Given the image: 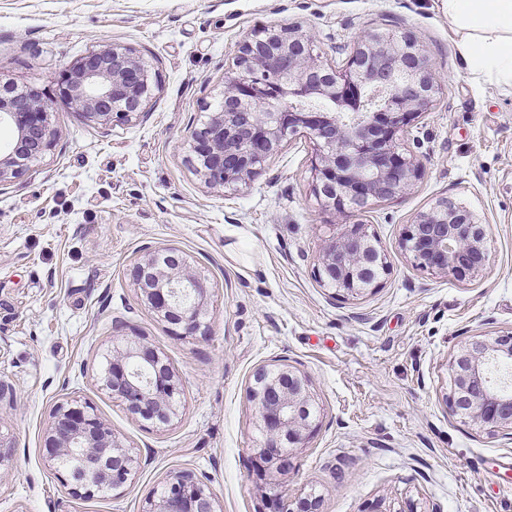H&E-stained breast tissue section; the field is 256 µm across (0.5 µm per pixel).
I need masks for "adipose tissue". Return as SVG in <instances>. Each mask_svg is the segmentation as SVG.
Segmentation results:
<instances>
[{"label": "adipose tissue", "mask_w": 512, "mask_h": 512, "mask_svg": "<svg viewBox=\"0 0 512 512\" xmlns=\"http://www.w3.org/2000/svg\"><path fill=\"white\" fill-rule=\"evenodd\" d=\"M470 74L512 89V0H443Z\"/></svg>", "instance_id": "1"}]
</instances>
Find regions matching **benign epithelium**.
<instances>
[{
    "mask_svg": "<svg viewBox=\"0 0 512 512\" xmlns=\"http://www.w3.org/2000/svg\"><path fill=\"white\" fill-rule=\"evenodd\" d=\"M55 94L83 116L107 124L146 109L158 89L150 63L129 46L107 43L62 70ZM440 93L427 51L412 37L367 31L340 73L315 52L298 28L272 27L245 37L235 70L225 76L207 120L189 135V163L213 189L258 174L296 131L314 142L313 192L321 209L349 217L375 201L401 196L420 177L418 159L398 149L401 132L428 111ZM292 105L283 109L280 102ZM51 98L38 89L0 85V126L12 129L0 153V183L38 161L57 138ZM401 248L417 266L461 278L478 276L488 262L485 225L468 209L441 200L405 225ZM148 308L177 336L206 338V285L186 255L173 247L146 252L133 264ZM387 254L368 225H341L318 254L320 281L344 298L373 292L389 274ZM452 412L491 432L512 429V332L464 343L450 361ZM99 386L122 400L138 421L168 425L177 418L182 383L165 356L143 339L113 338L98 374ZM259 433L255 472L272 488L318 427L309 380L287 363L259 368L248 388ZM44 447L70 493L92 498L124 486L139 460L93 405L77 398L51 413ZM310 492L286 501L274 492L269 512H318ZM142 512H220L213 494L190 470L169 476L145 499Z\"/></svg>",
    "mask_w": 512,
    "mask_h": 512,
    "instance_id": "1",
    "label": "benign epithelium"
}]
</instances>
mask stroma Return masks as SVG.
I'll list each match as a JSON object with an SVG mask.
<instances>
[{"label": "stroma", "mask_w": 512, "mask_h": 512, "mask_svg": "<svg viewBox=\"0 0 512 512\" xmlns=\"http://www.w3.org/2000/svg\"><path fill=\"white\" fill-rule=\"evenodd\" d=\"M315 38L343 68L372 29L411 34L442 85L399 143L423 172L373 202L368 224L391 265L381 287L335 296L315 276L340 227L313 193L314 145L284 141L248 184L217 191L187 161V137L215 103L240 41L272 26ZM441 0H0V82L47 89L107 43L132 47L159 75L144 113L101 125L52 102L58 137L0 184V380L17 392L0 413L10 460L0 512H141L168 475L193 471L222 512H262L254 478V372L304 373L319 426L279 489L320 496L321 512H512V430L453 414L449 361L469 339L512 331V93L466 72ZM446 199L485 224L489 259L473 279L415 266L405 225ZM184 252L207 286L206 339L176 337L141 302L132 267L158 248ZM162 352L182 382L179 416L156 428L101 391L115 336ZM90 401L138 452L131 482L74 499L47 462L53 407Z\"/></svg>", "instance_id": "stroma-1"}]
</instances>
